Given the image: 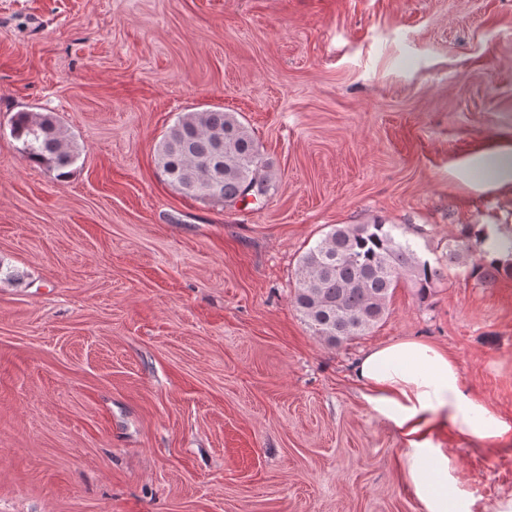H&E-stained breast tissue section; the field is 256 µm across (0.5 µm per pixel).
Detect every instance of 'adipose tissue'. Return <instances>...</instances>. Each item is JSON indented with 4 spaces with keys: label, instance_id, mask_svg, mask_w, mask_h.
Returning a JSON list of instances; mask_svg holds the SVG:
<instances>
[{
    "label": "adipose tissue",
    "instance_id": "ef3b65f1",
    "mask_svg": "<svg viewBox=\"0 0 512 512\" xmlns=\"http://www.w3.org/2000/svg\"><path fill=\"white\" fill-rule=\"evenodd\" d=\"M354 378L374 415L403 434L406 473L425 512H478L448 449L432 434L449 429L470 443L505 449L512 446V421L467 388L456 359L426 340H399L365 352Z\"/></svg>",
    "mask_w": 512,
    "mask_h": 512
}]
</instances>
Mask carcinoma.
I'll use <instances>...</instances> for the list:
<instances>
[{
    "instance_id": "1",
    "label": "carcinoma",
    "mask_w": 512,
    "mask_h": 512,
    "mask_svg": "<svg viewBox=\"0 0 512 512\" xmlns=\"http://www.w3.org/2000/svg\"><path fill=\"white\" fill-rule=\"evenodd\" d=\"M10 133L30 161L64 178L78 154L64 128L48 113L19 111ZM157 167L184 195L212 198L232 209L250 194L275 191L269 162L235 112L205 110L181 115L156 149ZM492 241L496 257L476 250ZM483 286L512 276V230L461 224L448 238L446 265L422 257L398 224L336 225L301 257L294 303L312 334L338 346L370 332L386 315L400 281L421 298L443 279V267Z\"/></svg>"
}]
</instances>
